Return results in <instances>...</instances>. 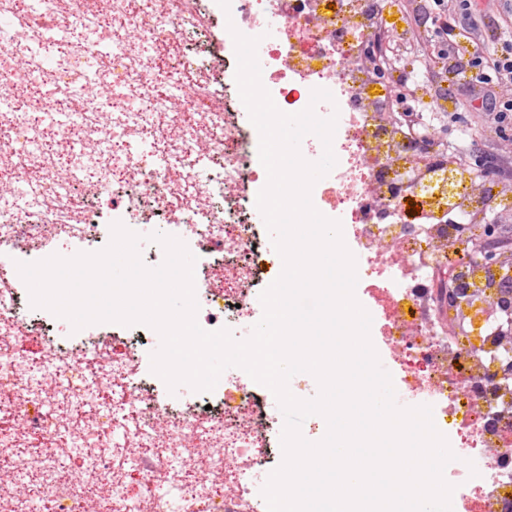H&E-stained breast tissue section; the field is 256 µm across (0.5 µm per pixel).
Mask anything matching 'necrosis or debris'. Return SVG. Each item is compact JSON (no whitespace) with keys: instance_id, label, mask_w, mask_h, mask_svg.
I'll return each mask as SVG.
<instances>
[{"instance_id":"4bbe7bcc","label":"necrosis or debris","mask_w":512,"mask_h":512,"mask_svg":"<svg viewBox=\"0 0 512 512\" xmlns=\"http://www.w3.org/2000/svg\"><path fill=\"white\" fill-rule=\"evenodd\" d=\"M368 0H231L237 31L262 37L261 80L276 106L297 113L314 106L336 117L337 163L312 189L324 216L339 220L361 257L359 282L384 280L379 295L407 391L449 404L475 439L466 448L476 512H502L512 477L485 480L512 452V383L487 386L491 350L512 348L492 337L497 305L474 263L457 261L454 224L480 228L489 201L512 222V195L489 193L486 180L433 150H407L381 82L363 49L380 25ZM0 512H267L258 474L274 469L265 405L272 392L237 376L182 402L150 370L155 329L103 322L80 330L32 308L25 283L11 273L18 254L43 260L99 251L121 222L138 231L162 224L197 257L196 319L201 328L234 327L262 314L249 293L252 270L268 280L281 257L259 247L241 220L267 182L259 134L239 91L228 83L237 64L229 32H217L208 0H0ZM137 29L126 39L116 27ZM53 68L44 58L51 48ZM178 52L175 84L191 124L170 114L156 93L153 50ZM106 81L124 100L90 91ZM332 101L312 103L313 89ZM82 175L61 192L62 171ZM413 179L414 219L391 214L393 177ZM413 222L414 232L403 229ZM441 265L465 270L472 296L457 304L453 340L439 338L429 281ZM35 351H28L31 341ZM496 421L486 424L484 402ZM74 462L61 481L56 464ZM34 487L35 497L13 485Z\"/></svg>"}]
</instances>
